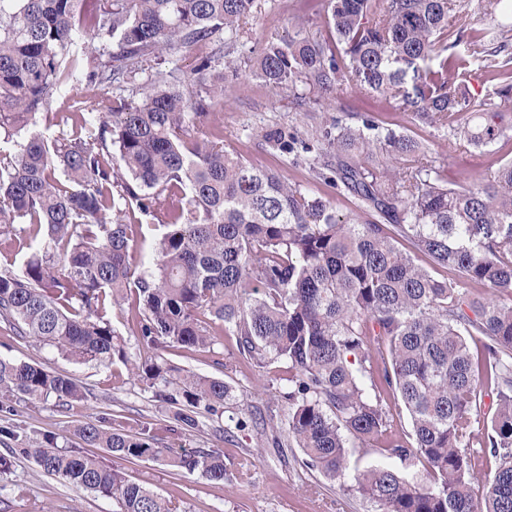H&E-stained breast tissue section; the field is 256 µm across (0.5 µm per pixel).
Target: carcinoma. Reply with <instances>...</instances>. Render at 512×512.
<instances>
[{
	"instance_id": "obj_1",
	"label": "carcinoma",
	"mask_w": 512,
	"mask_h": 512,
	"mask_svg": "<svg viewBox=\"0 0 512 512\" xmlns=\"http://www.w3.org/2000/svg\"><path fill=\"white\" fill-rule=\"evenodd\" d=\"M0 0V134L8 140L60 88L117 93L107 115L73 113L72 134L28 133L0 146V243L24 224L35 253L0 268V319L62 356L127 361L108 314L126 304L146 345L209 349L219 321L241 358L260 369L288 365L287 437L303 466L343 475L350 441L387 436L389 396L411 421V442L379 449L424 461L428 482L371 467L351 488L376 512H512V159L493 175L448 185L430 149L366 113L360 125L316 121L305 136L258 132L281 151L300 146L310 164L333 167L362 212L340 216L325 198L224 147L207 116L224 88L251 76L278 91L307 88L330 108L351 82L396 101L415 124L448 132V149H486L512 130V50L507 31L472 26L462 0H324L331 37L302 21L270 36L244 66L232 56L257 0ZM485 62L498 100L459 78L456 48ZM201 50L189 74L165 68L176 50ZM144 81L142 96L121 95ZM163 228L155 271L132 262L135 213ZM408 242L439 279L397 246ZM477 288H489L480 296ZM480 337L477 350L469 338ZM155 397L184 403L175 420L198 426V409L224 405L221 378L132 364ZM0 388L31 402L82 397L76 381L38 364L0 358ZM496 414L480 426L483 397ZM89 446L124 460H161L224 483V453H175L159 434L79 428ZM50 475L112 499L115 512H176L172 502L78 448H21ZM477 453L494 460L474 496Z\"/></svg>"
}]
</instances>
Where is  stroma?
Instances as JSON below:
<instances>
[{
  "instance_id": "35a3bbf8",
  "label": "stroma",
  "mask_w": 512,
  "mask_h": 512,
  "mask_svg": "<svg viewBox=\"0 0 512 512\" xmlns=\"http://www.w3.org/2000/svg\"><path fill=\"white\" fill-rule=\"evenodd\" d=\"M261 8L250 19L244 51L259 48L267 36L294 35L298 19L305 12L301 0H260ZM304 87L275 91L259 79L240 80L224 94V100L210 116L222 131L226 147L250 164L279 172L290 183L312 189L329 199L337 213L357 212V201L328 170L310 168L305 154L283 153L265 142L262 131L280 129L292 134L302 128L300 96ZM83 88H63L50 115H37L31 128L59 136L69 133L67 115L81 107ZM371 112L384 124L409 126L407 117L394 103L376 101L353 84L337 92L325 119L342 117L356 123L359 115ZM411 135L430 145L448 182L460 181L466 172H485L489 157L478 150L452 152L444 130L430 126H409ZM112 326L124 344L128 357L137 363L162 359L177 375L199 374L224 379L232 397L216 413H202L196 429H182L173 419L174 406L157 399L146 382L129 376L126 365L113 360L107 365L78 363L62 358L48 347L15 336L0 322V357L39 364L74 378L83 397L67 403L56 399L37 404L16 395L0 394V427L15 436L0 439V454L18 449L10 472L0 475V512H113L111 499L87 494L41 471L21 451L53 440L60 448H78L82 442L76 429L97 419L108 426L147 428L156 431L165 446L175 451L218 448L224 452L228 477L224 483L210 481L201 472L176 471L161 462L143 459L126 461L105 449L96 454L111 466L121 468L130 480L141 483L173 501L178 512H374V506L359 494L349 492V472L372 466L392 468L405 478H419L423 468L380 454L371 445H350L348 474L336 479L320 470L300 465L297 448L274 447L273 432L282 431L288 404L281 391L288 388V367L278 364L270 372L240 358L235 337L221 336L208 351L171 345L154 351L143 346L139 331L127 307L112 310Z\"/></svg>"
}]
</instances>
